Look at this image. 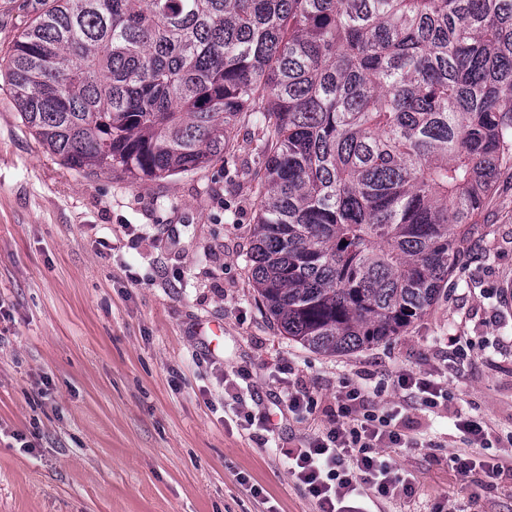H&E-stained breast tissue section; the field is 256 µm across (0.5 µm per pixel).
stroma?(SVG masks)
Masks as SVG:
<instances>
[{
    "label": "stroma",
    "mask_w": 512,
    "mask_h": 512,
    "mask_svg": "<svg viewBox=\"0 0 512 512\" xmlns=\"http://www.w3.org/2000/svg\"><path fill=\"white\" fill-rule=\"evenodd\" d=\"M39 6L0 0V58ZM252 168L243 152L231 170L86 175L24 123L0 67V512H317L288 455L325 432L347 384L404 439L380 454L414 491L379 512H512V485L450 462L473 416L479 458L512 463V178L426 315L325 357L258 303ZM405 371L442 375L447 405L416 403ZM291 386L313 408L289 411Z\"/></svg>",
    "instance_id": "stroma-1"
}]
</instances>
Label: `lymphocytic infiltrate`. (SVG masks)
I'll list each match as a JSON object with an SVG mask.
<instances>
[{"label":"lymphocytic infiltrate","mask_w":512,"mask_h":512,"mask_svg":"<svg viewBox=\"0 0 512 512\" xmlns=\"http://www.w3.org/2000/svg\"><path fill=\"white\" fill-rule=\"evenodd\" d=\"M360 388L336 395V416L321 437L293 458L291 474L316 499L319 512H337V504L354 498L348 512H371L372 500L411 494V482L381 462L376 449L398 447L400 433L364 411Z\"/></svg>","instance_id":"obj_1"}]
</instances>
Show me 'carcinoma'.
<instances>
[{"label":"carcinoma","mask_w":512,"mask_h":512,"mask_svg":"<svg viewBox=\"0 0 512 512\" xmlns=\"http://www.w3.org/2000/svg\"><path fill=\"white\" fill-rule=\"evenodd\" d=\"M43 2L7 65L64 163L230 165L258 115L251 280L318 354L421 319L512 168V0Z\"/></svg>","instance_id":"1"}]
</instances>
